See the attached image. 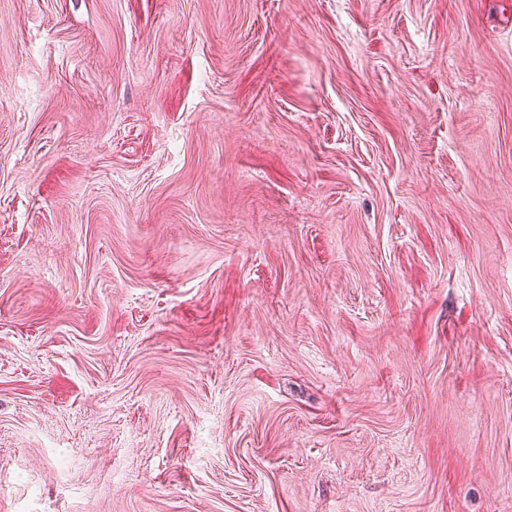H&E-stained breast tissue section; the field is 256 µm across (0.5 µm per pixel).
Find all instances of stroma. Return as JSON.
Wrapping results in <instances>:
<instances>
[{
    "label": "stroma",
    "mask_w": 512,
    "mask_h": 512,
    "mask_svg": "<svg viewBox=\"0 0 512 512\" xmlns=\"http://www.w3.org/2000/svg\"><path fill=\"white\" fill-rule=\"evenodd\" d=\"M0 512H512V0H0Z\"/></svg>",
    "instance_id": "35a3bbf8"
}]
</instances>
